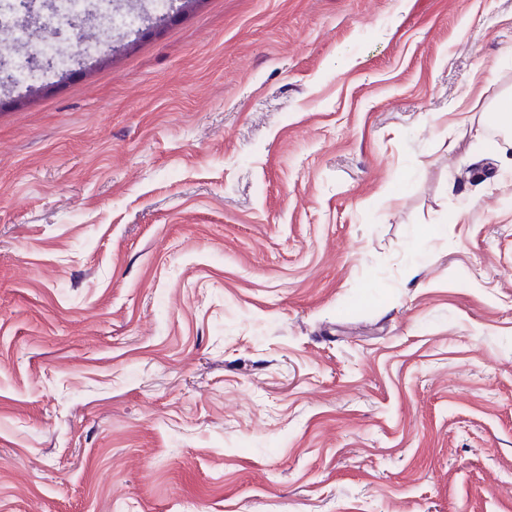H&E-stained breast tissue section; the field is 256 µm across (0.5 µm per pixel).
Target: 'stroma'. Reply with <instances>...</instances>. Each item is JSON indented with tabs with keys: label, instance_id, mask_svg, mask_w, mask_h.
<instances>
[{
	"label": "stroma",
	"instance_id": "stroma-1",
	"mask_svg": "<svg viewBox=\"0 0 512 512\" xmlns=\"http://www.w3.org/2000/svg\"><path fill=\"white\" fill-rule=\"evenodd\" d=\"M111 37L0 94V512H512V0ZM496 125L501 139L485 142L487 154L499 157L512 166V95L503 96L497 103L495 111Z\"/></svg>",
	"mask_w": 512,
	"mask_h": 512
}]
</instances>
